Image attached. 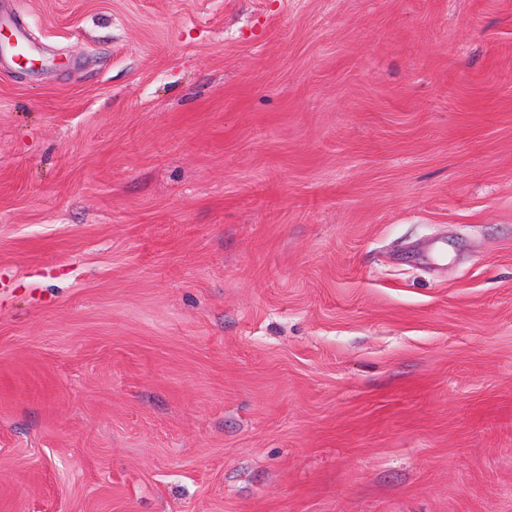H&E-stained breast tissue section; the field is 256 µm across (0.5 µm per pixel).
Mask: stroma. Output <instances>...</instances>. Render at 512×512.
<instances>
[{"instance_id":"35a3bbf8","label":"stroma","mask_w":512,"mask_h":512,"mask_svg":"<svg viewBox=\"0 0 512 512\" xmlns=\"http://www.w3.org/2000/svg\"><path fill=\"white\" fill-rule=\"evenodd\" d=\"M0 16V512H512V0Z\"/></svg>"}]
</instances>
